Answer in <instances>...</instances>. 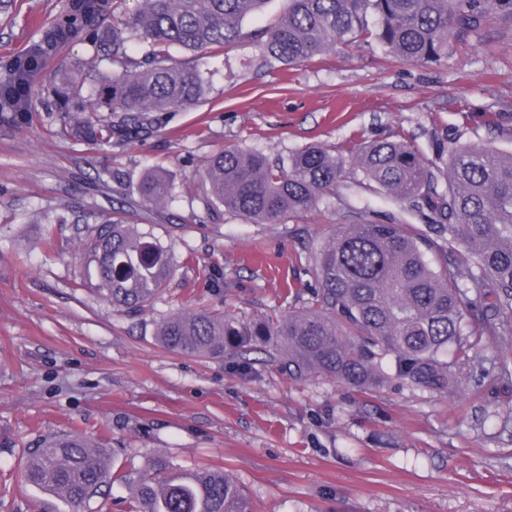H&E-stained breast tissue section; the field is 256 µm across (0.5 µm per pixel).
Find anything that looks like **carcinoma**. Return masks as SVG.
I'll return each instance as SVG.
<instances>
[{
    "label": "carcinoma",
    "instance_id": "cac0c4a2",
    "mask_svg": "<svg viewBox=\"0 0 512 512\" xmlns=\"http://www.w3.org/2000/svg\"><path fill=\"white\" fill-rule=\"evenodd\" d=\"M61 0L18 53L0 56V123L29 122L40 99L63 135L93 147L128 142L159 129L167 114L204 95L201 75L174 62L170 49L222 48L268 0ZM512 16V0H287L262 35V53L285 66L338 44L376 42L419 64L448 60L453 41L477 33L491 16ZM89 57L37 78L74 44ZM143 49L139 59L133 46ZM425 219L427 230L399 222L340 224L307 255L315 286L306 306L246 319L229 310L173 311L157 324L165 349L205 358L259 346L283 354L295 380L318 375L359 390L389 379L441 397L465 390L476 349L493 338L512 348V153L492 143H438L435 157L410 144L376 139L346 157L310 145L272 163L259 152L226 149L207 162L210 201L256 224L316 207L344 183L348 167ZM143 200L166 205L170 182L150 172ZM472 263L448 256L454 245ZM95 268L90 290L119 313L153 306L175 274L170 249L133 224L105 219L75 243ZM26 482L83 512L104 488L128 486V512H247L238 482L222 468L170 472L166 465L132 480L110 450L80 434L51 435L31 449Z\"/></svg>",
    "mask_w": 512,
    "mask_h": 512
}]
</instances>
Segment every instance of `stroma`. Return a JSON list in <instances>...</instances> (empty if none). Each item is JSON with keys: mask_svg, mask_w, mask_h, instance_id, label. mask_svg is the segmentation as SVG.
<instances>
[{"mask_svg": "<svg viewBox=\"0 0 512 512\" xmlns=\"http://www.w3.org/2000/svg\"><path fill=\"white\" fill-rule=\"evenodd\" d=\"M57 2L0 0V54L23 49ZM284 6L269 0L232 46L173 50L203 74L205 97L131 142L92 148L61 135L41 108L25 126L0 125V512H70L22 478L29 448L69 432L103 440L133 477L158 461L224 468L249 512H512V378L499 371L512 350L495 340L478 348L474 385L457 399L397 380L371 391L295 381L268 350L209 359L155 341L177 307L246 318L301 308L308 251L337 225L410 219L352 169L311 211L254 224L206 207L213 154L274 160L316 144L346 155L395 137L429 157L447 136L512 152L511 19L492 18L442 65L352 44L287 67L260 45ZM151 170L174 187L167 207L140 195ZM116 211L153 230L176 266L154 308L138 314L88 292L94 271L73 255Z\"/></svg>", "mask_w": 512, "mask_h": 512, "instance_id": "35a3bbf8", "label": "stroma"}]
</instances>
